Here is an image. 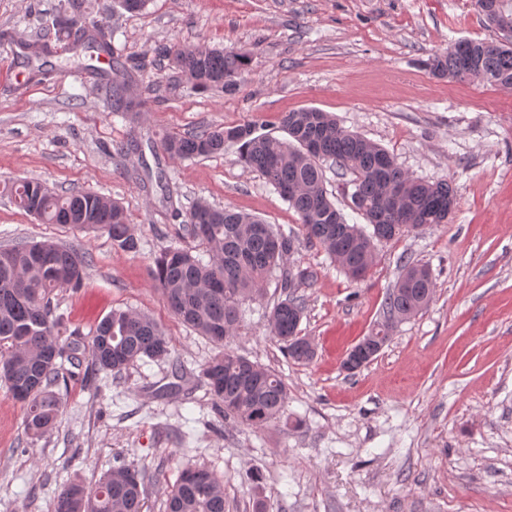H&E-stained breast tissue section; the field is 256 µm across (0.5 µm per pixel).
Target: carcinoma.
Instances as JSON below:
<instances>
[{"label": "carcinoma", "instance_id": "carcinoma-1", "mask_svg": "<svg viewBox=\"0 0 512 512\" xmlns=\"http://www.w3.org/2000/svg\"><path fill=\"white\" fill-rule=\"evenodd\" d=\"M475 5L487 25L500 33L503 20L512 23V0H475ZM54 26L58 36L72 40L73 58L82 69L99 73L101 68L92 61L113 57L112 42L98 26L72 13L56 19ZM17 45L29 64L50 54L49 46L38 40L21 36ZM157 51L170 69L200 90L235 91L248 65L247 55L233 49L174 44ZM428 66L438 77L511 88L512 37L460 41L431 58ZM127 77L125 69L107 75V91L114 101L113 115L133 124L145 101L129 92ZM282 126L287 140L258 135L255 123L247 122L189 136L168 135L161 147L172 159H191L220 153L227 143L239 145L241 161L259 172L297 213L306 240L322 247L353 280L365 277L377 244L427 224H446L457 208L451 183L409 176L385 148L343 128L328 112H287ZM328 161L351 175L345 187L362 202L367 226L348 223L331 199L323 168ZM399 191L410 199L402 220L386 203ZM6 192L16 207L43 224L102 232L125 251L139 249L125 209L110 197L87 190L57 194L40 180L27 178L13 181ZM182 230L206 244L209 260L187 248L167 247L155 260L156 286L174 316L222 348L201 376L224 417L262 430L283 416L288 387L278 371L228 348L242 321L241 301L260 294L270 279L291 289L310 283L312 275L284 265L295 249V236L230 206L218 208L199 200L186 212ZM87 265L85 255L52 241L0 250V378L23 404L24 425L34 437L53 429L62 407L55 391L61 361H80L78 344L60 343L61 316L52 297L80 285ZM434 292L430 270L406 258L396 284L386 292L384 314L398 321L410 319L427 308ZM303 315L302 299L289 292L267 316L269 334L298 363L311 361L315 354L300 337ZM88 347L91 364L114 373L136 361L171 354V341L160 324L145 313L124 310L112 311L97 324ZM151 482L145 469L114 467L91 487L64 486L54 512H143ZM165 495L167 512H224V481L205 467L184 469Z\"/></svg>", "mask_w": 512, "mask_h": 512}]
</instances>
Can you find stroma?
I'll return each instance as SVG.
<instances>
[{
	"mask_svg": "<svg viewBox=\"0 0 512 512\" xmlns=\"http://www.w3.org/2000/svg\"><path fill=\"white\" fill-rule=\"evenodd\" d=\"M65 0H0V36L51 25ZM87 22L114 35L147 101L138 124L112 115L101 82L50 55L28 79L0 54V188L36 178L124 205L140 250L108 236L42 224L0 191V249L52 240L88 255L80 289L53 298L60 340L80 346L55 429L33 439L24 409L0 381V512H53L62 485L93 484L112 467L154 475L144 512L188 465L224 480V512H512V88L433 76L425 61L456 42L494 38L474 0H86ZM225 46L249 65L237 90L190 89L154 54L161 45ZM317 108L385 147L410 176L451 182L448 223L381 244L365 279L345 276L300 240L296 212L239 160L235 144L179 160L167 134L255 122L283 137L282 113ZM119 142L135 156H116ZM199 199L229 205L298 236L286 264L312 272L295 293L316 355L294 363L267 332L279 283L241 304L232 349L275 368L288 385L282 419L260 431L226 420L200 380L217 348L176 319L151 270L182 246L179 228ZM427 265L430 305L399 322L375 360L348 374L347 351L381 323L402 258ZM115 309L163 326L170 358L120 374L94 371L96 323Z\"/></svg>",
	"mask_w": 512,
	"mask_h": 512,
	"instance_id": "obj_1",
	"label": "stroma"
}]
</instances>
